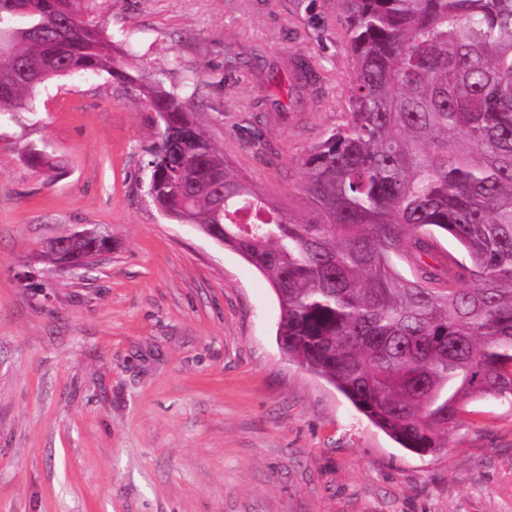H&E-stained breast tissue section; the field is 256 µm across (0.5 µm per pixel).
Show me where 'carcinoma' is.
<instances>
[{
    "instance_id": "1",
    "label": "carcinoma",
    "mask_w": 512,
    "mask_h": 512,
    "mask_svg": "<svg viewBox=\"0 0 512 512\" xmlns=\"http://www.w3.org/2000/svg\"><path fill=\"white\" fill-rule=\"evenodd\" d=\"M338 2L353 61L348 112L305 160L307 219L191 135L190 97L128 74L88 0H0V116L31 108L55 78L129 83L185 135L150 152L160 210L224 225V246L274 289L288 357L401 447L435 453L472 400L512 404V0ZM295 70L321 81L305 58ZM440 236L464 261L442 265ZM95 253L74 240L50 257L83 268Z\"/></svg>"
}]
</instances>
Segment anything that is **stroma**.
Returning a JSON list of instances; mask_svg holds the SVG:
<instances>
[{
    "label": "stroma",
    "instance_id": "stroma-1",
    "mask_svg": "<svg viewBox=\"0 0 512 512\" xmlns=\"http://www.w3.org/2000/svg\"><path fill=\"white\" fill-rule=\"evenodd\" d=\"M94 17L133 74L195 93L236 174L308 214L304 161L352 72L338 0H96ZM298 57L321 94L294 91ZM155 140L105 73L0 118V512H512V405L474 400L447 448H400L283 352L263 274L154 205ZM92 228L112 250L82 270L42 250Z\"/></svg>",
    "mask_w": 512,
    "mask_h": 512
}]
</instances>
